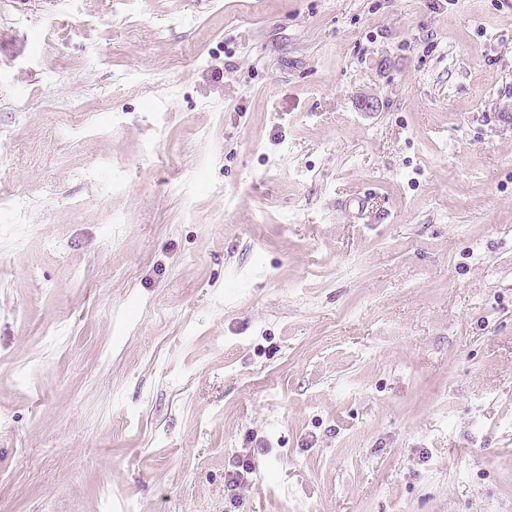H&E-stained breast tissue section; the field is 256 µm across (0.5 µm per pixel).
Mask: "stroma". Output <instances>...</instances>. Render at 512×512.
<instances>
[{"mask_svg": "<svg viewBox=\"0 0 512 512\" xmlns=\"http://www.w3.org/2000/svg\"><path fill=\"white\" fill-rule=\"evenodd\" d=\"M1 151L0 512H512V0H0Z\"/></svg>", "mask_w": 512, "mask_h": 512, "instance_id": "35a3bbf8", "label": "stroma"}]
</instances>
